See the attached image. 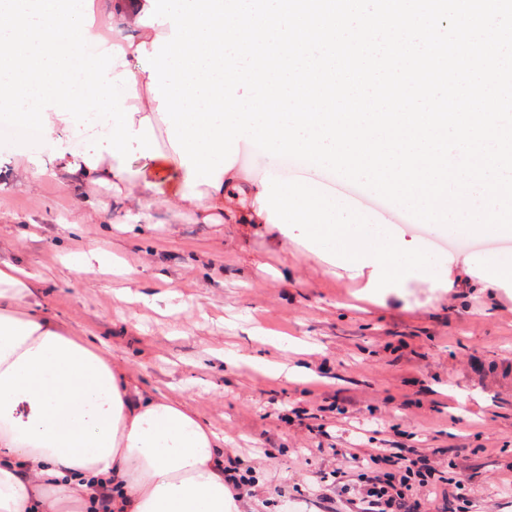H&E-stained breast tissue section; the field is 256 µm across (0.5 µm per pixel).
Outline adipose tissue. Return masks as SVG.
<instances>
[{
  "label": "adipose tissue",
  "instance_id": "adipose-tissue-1",
  "mask_svg": "<svg viewBox=\"0 0 512 512\" xmlns=\"http://www.w3.org/2000/svg\"><path fill=\"white\" fill-rule=\"evenodd\" d=\"M148 0H0V18L24 11L23 23L0 21V123L37 127L48 158L20 151L22 179L49 175L120 186L137 181L139 209L170 198L200 219L233 224L302 219L321 251L357 267L371 262L381 279L435 277L425 253L404 246L386 226L367 223L315 185L263 182L243 189L235 173L217 186L187 185L176 164L167 184L133 163L158 155L155 113L116 96L148 90L150 74L136 43L118 56L87 55L95 19L137 23ZM81 136L82 150L70 139ZM35 276L0 260V512H79L89 483L111 478L114 512H238L224 483V439L190 408L131 385L126 370L85 335L40 311Z\"/></svg>",
  "mask_w": 512,
  "mask_h": 512
}]
</instances>
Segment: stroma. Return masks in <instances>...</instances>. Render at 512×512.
<instances>
[{
	"mask_svg": "<svg viewBox=\"0 0 512 512\" xmlns=\"http://www.w3.org/2000/svg\"><path fill=\"white\" fill-rule=\"evenodd\" d=\"M15 146L0 144V257L37 276L44 310L111 351L133 384L184 402L223 434L255 484L242 512H351L347 495L313 494L321 477L357 470L350 428L379 448L412 446L468 477L471 512H512V285L485 280L497 243L473 238L438 252L434 281L386 283L276 230L223 218L202 223L162 201L138 211L133 187L40 177L16 184ZM99 212H92V204ZM117 255L146 296L173 280L180 309L130 306L109 275L74 276L65 256ZM306 342L294 355L314 377L273 378L254 360L281 359L254 329ZM245 361L227 369L213 351ZM303 479L308 488L296 490Z\"/></svg>",
	"mask_w": 512,
	"mask_h": 512,
	"instance_id": "1",
	"label": "stroma"
}]
</instances>
